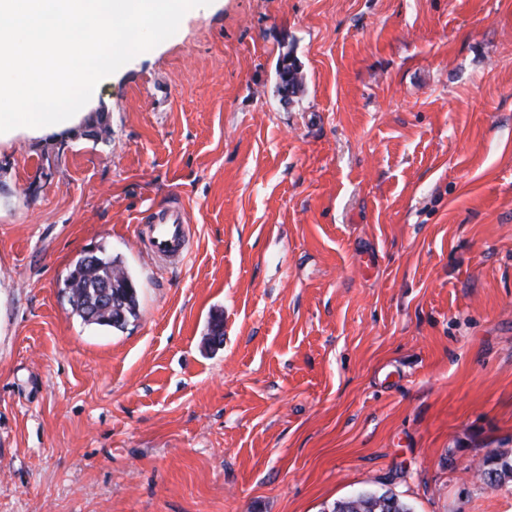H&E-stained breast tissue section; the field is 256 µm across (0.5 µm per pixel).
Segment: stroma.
Segmentation results:
<instances>
[{
	"instance_id": "35a3bbf8",
	"label": "stroma",
	"mask_w": 512,
	"mask_h": 512,
	"mask_svg": "<svg viewBox=\"0 0 512 512\" xmlns=\"http://www.w3.org/2000/svg\"><path fill=\"white\" fill-rule=\"evenodd\" d=\"M176 199L162 266L146 218ZM99 249L136 283L121 329L64 292ZM494 452L512 0H212L75 127L0 142V512H512ZM150 250L158 261H180L187 232V218L181 206L152 213ZM376 492H367L360 498H348L337 501L331 512H411L406 503L401 501L396 495L388 492L381 493L375 497ZM387 495L381 502L382 495Z\"/></svg>"
}]
</instances>
